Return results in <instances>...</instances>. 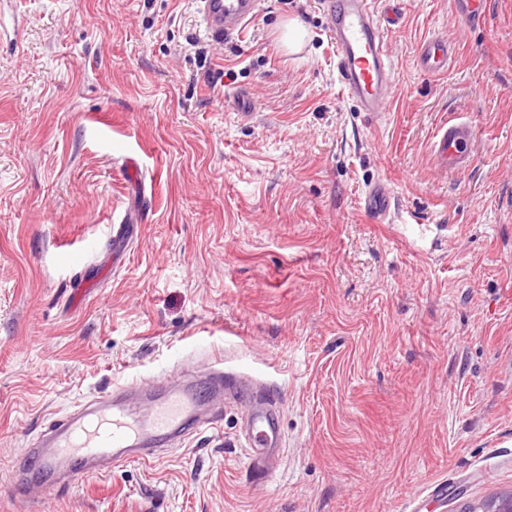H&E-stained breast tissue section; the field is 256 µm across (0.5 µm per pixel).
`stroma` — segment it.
<instances>
[{"label":"stroma","instance_id":"stroma-1","mask_svg":"<svg viewBox=\"0 0 512 512\" xmlns=\"http://www.w3.org/2000/svg\"><path fill=\"white\" fill-rule=\"evenodd\" d=\"M395 84L371 121L319 0H264L230 45L192 0H0V512H459L512 494V0H373ZM300 18L296 54L280 33ZM446 37V73L417 65ZM247 90L249 113L232 104ZM476 133L463 171L431 143ZM393 193L380 224L366 188ZM241 404L34 503L36 437L97 393L214 362ZM448 498L429 501L439 484ZM474 131L467 122L442 126L435 134L433 154L440 166L450 170L466 167L471 163L470 145ZM252 420L257 430V438L263 448H276L281 443V433L272 423L269 410L253 409Z\"/></svg>","mask_w":512,"mask_h":512}]
</instances>
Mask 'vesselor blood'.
I'll return each mask as SVG.
<instances>
[{
    "instance_id": "b4317fda",
    "label": "vessel or blood",
    "mask_w": 512,
    "mask_h": 512,
    "mask_svg": "<svg viewBox=\"0 0 512 512\" xmlns=\"http://www.w3.org/2000/svg\"><path fill=\"white\" fill-rule=\"evenodd\" d=\"M328 15V32L336 53L337 80L361 111L376 116L395 81L388 56L385 28L378 24L370 0H322ZM200 30L221 42L242 35L257 15L261 0H195ZM453 48L447 39L434 35L422 42L417 61L428 74L448 69ZM474 131L466 122L442 126L435 135L433 154L440 166L455 170L471 162ZM392 196L381 183L370 186L364 209L373 220L386 221ZM207 391L174 382L142 393L131 385L105 393L75 406L62 420L49 426L30 450L34 462V486L49 483L67 491L61 473L80 470L101 476L128 461L148 464L157 461L160 449L184 440L199 424L202 406L217 413L224 408L225 395L243 397L242 381L216 369ZM252 420L265 448H276L281 433L272 423V413L256 409Z\"/></svg>"
}]
</instances>
